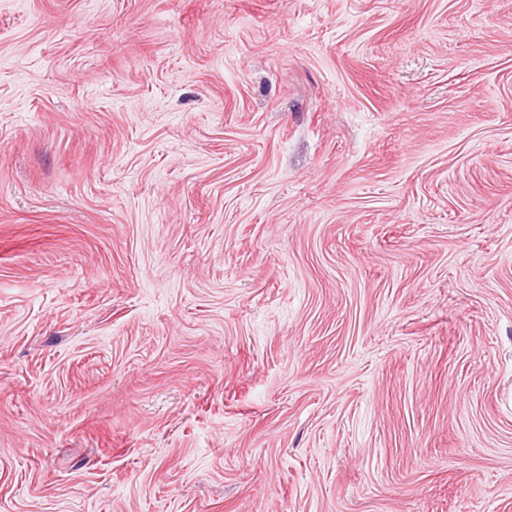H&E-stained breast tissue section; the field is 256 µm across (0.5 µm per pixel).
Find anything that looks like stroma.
Here are the masks:
<instances>
[{"label": "stroma", "instance_id": "1", "mask_svg": "<svg viewBox=\"0 0 512 512\" xmlns=\"http://www.w3.org/2000/svg\"><path fill=\"white\" fill-rule=\"evenodd\" d=\"M0 512H512V0H0Z\"/></svg>", "mask_w": 512, "mask_h": 512}]
</instances>
